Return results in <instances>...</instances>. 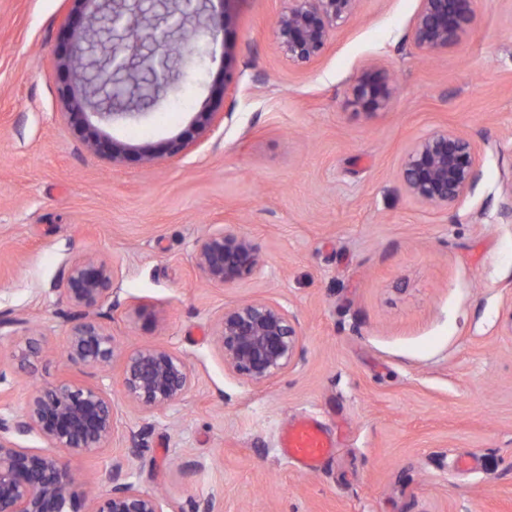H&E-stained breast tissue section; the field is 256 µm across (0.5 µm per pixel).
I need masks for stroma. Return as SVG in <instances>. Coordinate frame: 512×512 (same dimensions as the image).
I'll use <instances>...</instances> for the list:
<instances>
[{
	"label": "stroma",
	"mask_w": 512,
	"mask_h": 512,
	"mask_svg": "<svg viewBox=\"0 0 512 512\" xmlns=\"http://www.w3.org/2000/svg\"><path fill=\"white\" fill-rule=\"evenodd\" d=\"M287 5L225 0V51L203 75L184 71L141 119L88 125L66 112L58 63L75 0H0V414L39 386L96 381L63 353L57 286L71 260L102 258L118 352L176 351L192 387L143 413L113 364L112 443L69 460L99 493L135 433L128 481L181 512L214 493L220 512H512V0H478L475 34L434 56L413 41L419 0H361L304 67L276 42ZM367 69L396 88L374 113L349 102ZM438 128L465 132L479 165L446 209L416 204L399 177ZM186 132L183 154H160ZM97 137L158 155L115 166ZM227 225L263 266L224 286L195 250ZM253 298L295 316L302 350L263 386L230 372L211 336L224 307ZM20 325L49 348L25 372L8 337ZM306 416L336 442L316 470L279 448Z\"/></svg>",
	"instance_id": "1"
}]
</instances>
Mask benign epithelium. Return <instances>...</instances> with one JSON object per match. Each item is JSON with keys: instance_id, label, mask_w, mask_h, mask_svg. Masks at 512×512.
<instances>
[{"instance_id": "obj_1", "label": "benign epithelium", "mask_w": 512, "mask_h": 512, "mask_svg": "<svg viewBox=\"0 0 512 512\" xmlns=\"http://www.w3.org/2000/svg\"><path fill=\"white\" fill-rule=\"evenodd\" d=\"M93 5L90 14L69 16L64 24L72 53L60 65L81 88L67 97L72 115L91 116L110 123L133 119L137 112H122L123 97L141 108L151 106L172 75V65L159 74L154 60L165 39L158 25H147L141 38L130 44L119 32L125 18L112 0H81ZM360 0H288L275 22L278 46L298 66L319 59L336 31L355 14ZM476 0H420L413 24L415 45L435 54L475 32ZM228 19L212 15L196 29L206 47L224 37ZM95 30L99 36L82 41L79 35ZM109 45L105 62L94 58L95 48ZM395 95L387 76L373 69L362 72L349 90V101L365 112L386 108ZM93 150L123 162L131 148L114 139L95 140ZM400 176L408 196L417 204L448 208L475 185L476 148L463 133L436 129L416 140L405 153ZM195 260L207 279L232 285L254 276L259 269L257 248L229 225L198 242ZM114 270L103 260L76 258L64 270L60 291L71 313L64 336L67 360L82 369L105 372L112 367L116 343L97 313L100 302L112 293ZM213 341L224 364L253 385H263L296 366L301 358L295 317L282 305L261 298L224 308L212 329ZM13 360L18 371L31 367L41 354L38 340L13 337ZM192 383L187 360L160 346L134 349L124 355L121 369L126 398L145 412L163 409L180 400ZM34 434L65 454L82 456L107 448L114 434V411L108 387L101 382H59L37 389L18 415L0 417V512H182L159 496L138 489L126 480L124 468L136 457V443L112 462V487L104 495L88 496L75 489V479L61 457L25 448L17 435Z\"/></svg>"}]
</instances>
